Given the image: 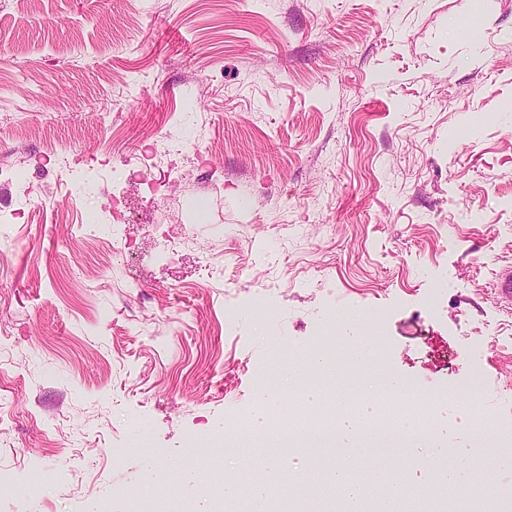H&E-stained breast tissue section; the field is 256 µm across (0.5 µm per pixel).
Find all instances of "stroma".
<instances>
[{
  "label": "stroma",
  "instance_id": "35a3bbf8",
  "mask_svg": "<svg viewBox=\"0 0 512 512\" xmlns=\"http://www.w3.org/2000/svg\"><path fill=\"white\" fill-rule=\"evenodd\" d=\"M161 134L177 214L122 177ZM18 152L38 200L0 233V512H167L161 455L216 448L202 482L262 461L221 444L284 361L360 375L380 337L423 406L458 396L473 448L512 449V0H0Z\"/></svg>",
  "mask_w": 512,
  "mask_h": 512
}]
</instances>
